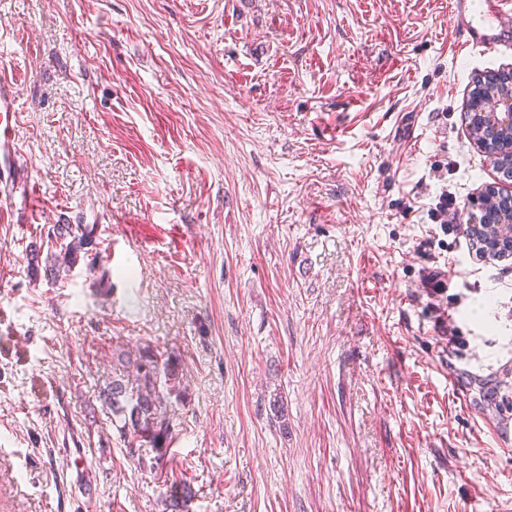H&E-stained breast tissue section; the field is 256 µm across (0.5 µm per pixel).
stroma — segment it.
<instances>
[{"label":"stroma","instance_id":"obj_1","mask_svg":"<svg viewBox=\"0 0 512 512\" xmlns=\"http://www.w3.org/2000/svg\"><path fill=\"white\" fill-rule=\"evenodd\" d=\"M448 17L0 0V512H163L182 476L189 512H512V256L467 229L512 191L467 120L512 49ZM57 224L94 232L54 279ZM146 345L186 384L152 469L103 402Z\"/></svg>","mask_w":512,"mask_h":512}]
</instances>
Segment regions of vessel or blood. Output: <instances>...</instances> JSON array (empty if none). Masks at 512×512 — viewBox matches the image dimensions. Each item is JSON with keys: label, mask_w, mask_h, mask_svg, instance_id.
<instances>
[{"label": "vessel or blood", "mask_w": 512, "mask_h": 512, "mask_svg": "<svg viewBox=\"0 0 512 512\" xmlns=\"http://www.w3.org/2000/svg\"><path fill=\"white\" fill-rule=\"evenodd\" d=\"M450 22L462 44L484 50L512 47V0H451Z\"/></svg>", "instance_id": "vessel-or-blood-1"}]
</instances>
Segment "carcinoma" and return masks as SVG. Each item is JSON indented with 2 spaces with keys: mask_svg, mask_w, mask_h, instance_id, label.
<instances>
[{
  "mask_svg": "<svg viewBox=\"0 0 512 512\" xmlns=\"http://www.w3.org/2000/svg\"><path fill=\"white\" fill-rule=\"evenodd\" d=\"M91 234L92 230L86 224L57 225L55 237L61 240L56 256L58 265L73 266L78 251L89 244ZM470 236L480 248L494 245L493 228L485 222L472 225ZM113 357L133 372L131 380L123 377L112 379L106 396L113 416L122 423L121 431L127 439L129 453L133 455L145 448L156 450L165 447L172 435L167 402L180 389V364L170 356L162 358L149 346L134 355L121 350ZM194 495V488L188 480L171 483L165 493L166 512H183Z\"/></svg>",
  "mask_w": 512,
  "mask_h": 512,
  "instance_id": "1",
  "label": "carcinoma"
}]
</instances>
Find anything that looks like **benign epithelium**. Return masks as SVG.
<instances>
[{
	"label": "benign epithelium",
	"instance_id": "benign-epithelium-1",
	"mask_svg": "<svg viewBox=\"0 0 512 512\" xmlns=\"http://www.w3.org/2000/svg\"><path fill=\"white\" fill-rule=\"evenodd\" d=\"M473 106L486 144L492 145L499 158H512V72L499 75L495 86L483 89ZM482 205L484 212L495 218L498 240L511 244L512 194L489 192Z\"/></svg>",
	"mask_w": 512,
	"mask_h": 512
}]
</instances>
